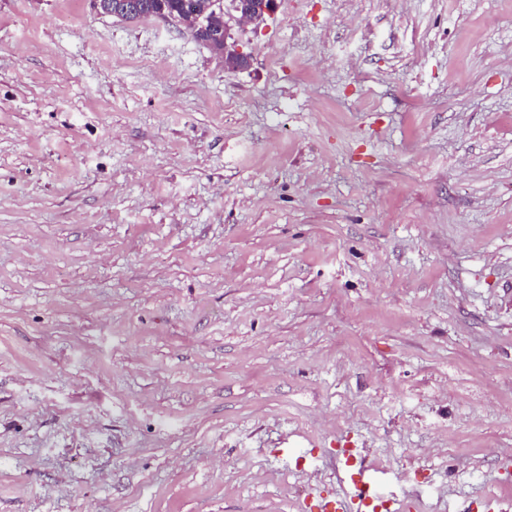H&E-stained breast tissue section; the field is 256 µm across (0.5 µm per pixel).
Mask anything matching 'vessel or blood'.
Segmentation results:
<instances>
[{
    "label": "vessel or blood",
    "mask_w": 512,
    "mask_h": 512,
    "mask_svg": "<svg viewBox=\"0 0 512 512\" xmlns=\"http://www.w3.org/2000/svg\"><path fill=\"white\" fill-rule=\"evenodd\" d=\"M338 478L347 485L345 494L316 500V512H398L400 502L386 490L384 473L359 451L342 460Z\"/></svg>",
    "instance_id": "vessel-or-blood-1"
}]
</instances>
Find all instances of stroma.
<instances>
[{
  "label": "stroma",
  "mask_w": 512,
  "mask_h": 512,
  "mask_svg": "<svg viewBox=\"0 0 512 512\" xmlns=\"http://www.w3.org/2000/svg\"><path fill=\"white\" fill-rule=\"evenodd\" d=\"M232 34L0 0V512H512V0ZM338 478L348 491L320 497L311 509L316 512H397L400 501L386 491L385 473L354 449L341 461Z\"/></svg>",
  "instance_id": "35a3bbf8"
}]
</instances>
